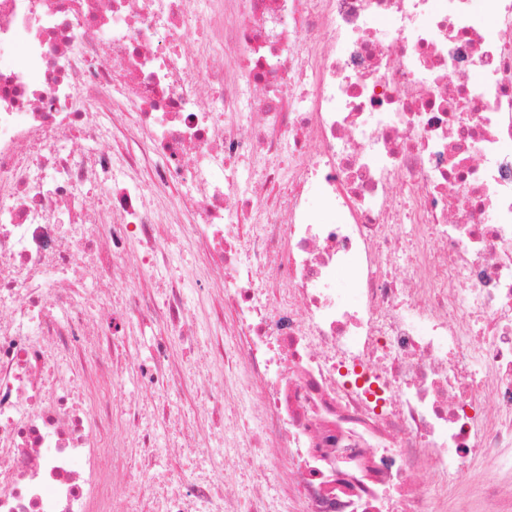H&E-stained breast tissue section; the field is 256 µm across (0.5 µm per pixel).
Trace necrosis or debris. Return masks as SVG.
Listing matches in <instances>:
<instances>
[{
  "label": "necrosis or debris",
  "instance_id": "1",
  "mask_svg": "<svg viewBox=\"0 0 512 512\" xmlns=\"http://www.w3.org/2000/svg\"><path fill=\"white\" fill-rule=\"evenodd\" d=\"M132 375L154 405L107 434L80 397ZM172 391L246 494L159 468ZM465 480L457 512H512V0H0V512L131 482L149 512H436Z\"/></svg>",
  "mask_w": 512,
  "mask_h": 512
}]
</instances>
